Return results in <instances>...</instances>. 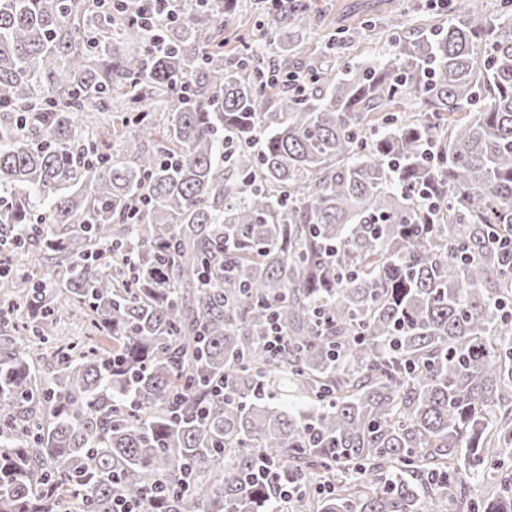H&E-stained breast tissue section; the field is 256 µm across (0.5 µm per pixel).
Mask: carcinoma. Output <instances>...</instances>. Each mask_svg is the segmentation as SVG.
<instances>
[{"label":"carcinoma","instance_id":"1","mask_svg":"<svg viewBox=\"0 0 512 512\" xmlns=\"http://www.w3.org/2000/svg\"><path fill=\"white\" fill-rule=\"evenodd\" d=\"M500 5L331 79L303 0L234 56L236 0L156 47L139 0H0V512H276L264 460L295 512H512L471 495L512 468ZM75 309L101 344L59 341Z\"/></svg>","mask_w":512,"mask_h":512}]
</instances>
